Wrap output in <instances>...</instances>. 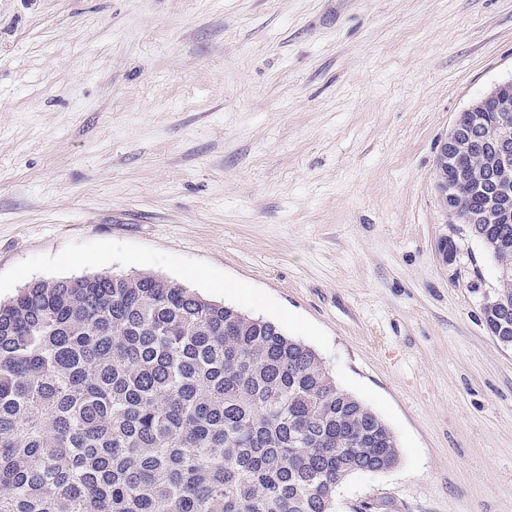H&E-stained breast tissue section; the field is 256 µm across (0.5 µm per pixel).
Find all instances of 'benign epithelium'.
<instances>
[{"label": "benign epithelium", "instance_id": "7a95c632", "mask_svg": "<svg viewBox=\"0 0 512 512\" xmlns=\"http://www.w3.org/2000/svg\"><path fill=\"white\" fill-rule=\"evenodd\" d=\"M494 116L488 117L487 111ZM437 160L448 173L436 182L442 211L450 224H491L512 214V79L497 84L458 113ZM488 176L491 191L484 206L463 211L464 189L481 190Z\"/></svg>", "mask_w": 512, "mask_h": 512}]
</instances>
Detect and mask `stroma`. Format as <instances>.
Here are the masks:
<instances>
[{"label": "stroma", "mask_w": 512, "mask_h": 512, "mask_svg": "<svg viewBox=\"0 0 512 512\" xmlns=\"http://www.w3.org/2000/svg\"><path fill=\"white\" fill-rule=\"evenodd\" d=\"M509 78L512 0H0V301L177 282L312 348L391 428L397 465L335 512H512L496 267L434 179ZM507 293L512 302V288H499L496 297L491 301V305L483 309L484 320L490 333L504 346H512V316L507 322L502 320L500 314L501 302H496Z\"/></svg>", "instance_id": "1"}]
</instances>
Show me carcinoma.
Segmentation results:
<instances>
[{
	"label": "carcinoma",
	"mask_w": 512,
	"mask_h": 512,
	"mask_svg": "<svg viewBox=\"0 0 512 512\" xmlns=\"http://www.w3.org/2000/svg\"><path fill=\"white\" fill-rule=\"evenodd\" d=\"M512 259V217L480 225ZM490 333L512 346L496 300ZM396 437L277 325L151 273L0 303V512H334Z\"/></svg>",
	"instance_id": "cac0c4a2"
}]
</instances>
